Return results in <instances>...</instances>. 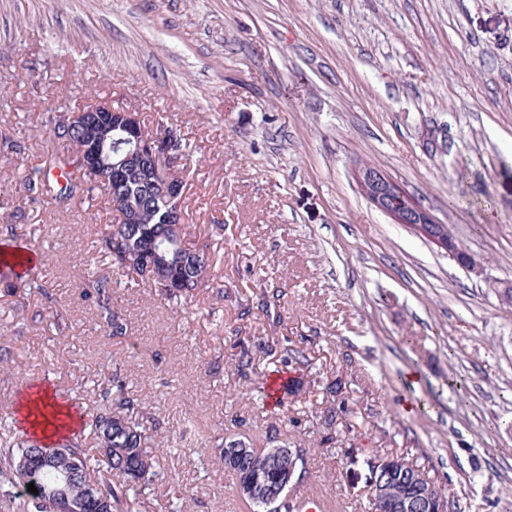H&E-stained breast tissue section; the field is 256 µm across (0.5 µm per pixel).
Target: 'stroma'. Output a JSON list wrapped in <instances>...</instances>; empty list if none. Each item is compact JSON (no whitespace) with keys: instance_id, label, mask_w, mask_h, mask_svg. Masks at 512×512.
Returning <instances> with one entry per match:
<instances>
[{"instance_id":"35a3bbf8","label":"stroma","mask_w":512,"mask_h":512,"mask_svg":"<svg viewBox=\"0 0 512 512\" xmlns=\"http://www.w3.org/2000/svg\"><path fill=\"white\" fill-rule=\"evenodd\" d=\"M105 97L180 131L185 221L213 257L189 303L113 274L131 319L115 339L79 286L111 265L95 242L112 213L97 197L34 204L24 186L61 149L47 116ZM362 164L447 224L479 272L376 210ZM0 203L46 288L0 295V444L22 434L31 381L89 423L120 364L169 437L152 512H175L173 483L187 512H250L211 446L263 447L273 430L306 448L329 512H372L367 460L402 452L456 512L512 505V0H0ZM264 288L283 292L266 314ZM241 340L247 381L228 363ZM285 341L309 364L284 366L268 345ZM280 376L299 394L239 398ZM331 399L330 437L314 420Z\"/></svg>"}]
</instances>
